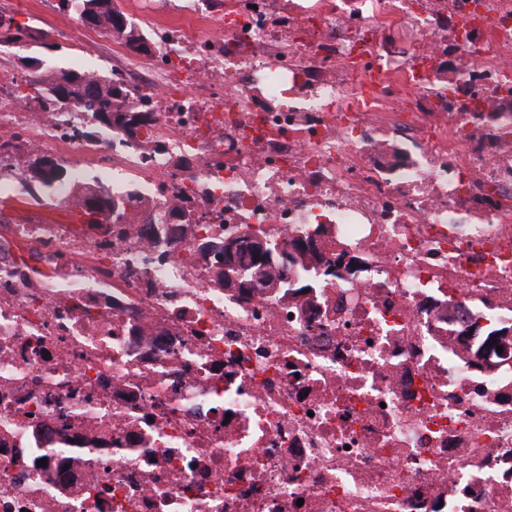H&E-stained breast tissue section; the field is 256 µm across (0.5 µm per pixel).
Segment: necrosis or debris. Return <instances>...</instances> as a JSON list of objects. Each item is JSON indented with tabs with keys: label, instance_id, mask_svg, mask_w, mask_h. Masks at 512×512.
I'll return each mask as SVG.
<instances>
[{
	"label": "necrosis or debris",
	"instance_id": "obj_1",
	"mask_svg": "<svg viewBox=\"0 0 512 512\" xmlns=\"http://www.w3.org/2000/svg\"><path fill=\"white\" fill-rule=\"evenodd\" d=\"M129 134L16 93L0 178L112 179L88 230L0 211V512H512V0H165ZM320 227L288 297L200 254ZM480 365H473V351Z\"/></svg>",
	"mask_w": 512,
	"mask_h": 512
}]
</instances>
